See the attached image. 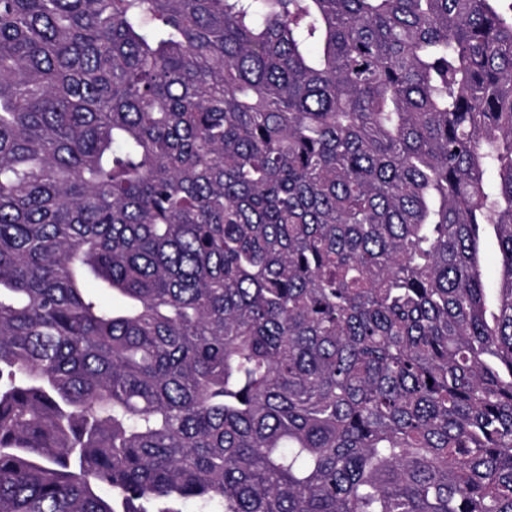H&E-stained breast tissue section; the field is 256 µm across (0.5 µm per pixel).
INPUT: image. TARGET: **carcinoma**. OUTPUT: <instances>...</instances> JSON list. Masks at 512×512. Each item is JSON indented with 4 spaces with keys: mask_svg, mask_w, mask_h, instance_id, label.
<instances>
[{
    "mask_svg": "<svg viewBox=\"0 0 512 512\" xmlns=\"http://www.w3.org/2000/svg\"><path fill=\"white\" fill-rule=\"evenodd\" d=\"M188 502L512 512V0H0V512ZM481 269L486 279L493 282L498 279L500 271V254L496 241L488 238L481 253Z\"/></svg>",
    "mask_w": 512,
    "mask_h": 512,
    "instance_id": "carcinoma-1",
    "label": "carcinoma"
}]
</instances>
